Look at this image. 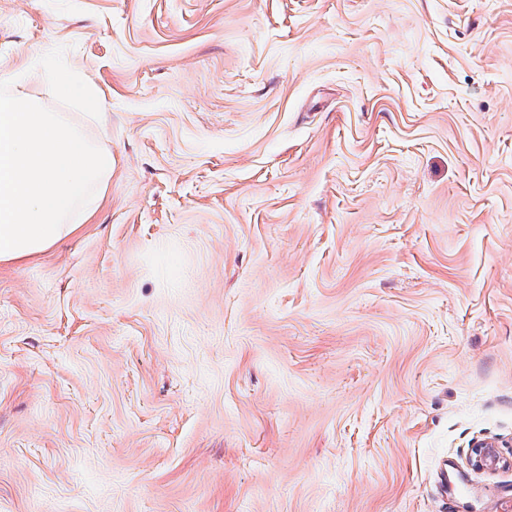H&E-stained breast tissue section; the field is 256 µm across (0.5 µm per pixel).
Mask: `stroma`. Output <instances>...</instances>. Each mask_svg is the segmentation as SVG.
<instances>
[{
	"label": "stroma",
	"instance_id": "obj_1",
	"mask_svg": "<svg viewBox=\"0 0 512 512\" xmlns=\"http://www.w3.org/2000/svg\"><path fill=\"white\" fill-rule=\"evenodd\" d=\"M22 55L112 177L0 270V512H512V0H0Z\"/></svg>",
	"mask_w": 512,
	"mask_h": 512
}]
</instances>
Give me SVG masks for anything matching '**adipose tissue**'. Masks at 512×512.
I'll use <instances>...</instances> for the list:
<instances>
[{
	"label": "adipose tissue",
	"mask_w": 512,
	"mask_h": 512,
	"mask_svg": "<svg viewBox=\"0 0 512 512\" xmlns=\"http://www.w3.org/2000/svg\"><path fill=\"white\" fill-rule=\"evenodd\" d=\"M0 93V267L34 260L78 234L74 212L91 220L112 175V154L96 147L65 117L43 111L24 92L47 78L64 97L78 96L97 112L101 98L76 84L68 68L44 69L28 61L6 72Z\"/></svg>",
	"instance_id": "adipose-tissue-1"
}]
</instances>
